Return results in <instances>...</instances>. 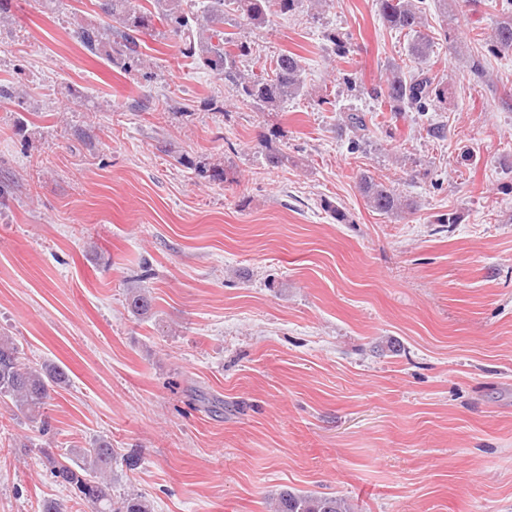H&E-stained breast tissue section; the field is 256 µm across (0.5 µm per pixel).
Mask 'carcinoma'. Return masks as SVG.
Returning <instances> with one entry per match:
<instances>
[{"mask_svg":"<svg viewBox=\"0 0 512 512\" xmlns=\"http://www.w3.org/2000/svg\"><path fill=\"white\" fill-rule=\"evenodd\" d=\"M302 0H209L203 14L193 18L183 7V0H104L102 11L112 18L107 27L82 25L77 28L79 42L92 55H105L128 69L139 64L141 35L154 28V21L164 22L171 33L180 37L197 28V39L183 42L180 54L185 59L224 77L235 85L240 98L268 111H273L290 98L305 95L304 67L301 57L293 52L279 54L269 71L245 75L237 69V58L249 53L246 37L224 31V4L251 30L267 27L272 18L296 8ZM379 15L387 28L415 36L411 55L426 61L433 51V37L423 32L427 19L414 0H376ZM492 50L497 54L512 53V16L500 21L492 36ZM371 93L401 113L424 112L445 98V90L435 82L430 70L422 69L406 78L401 66L393 67L383 83ZM347 128L352 133V146L364 138L367 124L363 116L350 113ZM359 190L368 206L387 216H399L416 209L415 201L393 186L368 174L361 176ZM127 308L135 317H144L152 309L151 298L132 291ZM68 374L60 366H34L25 362L18 345L0 336V398H8L20 410L35 418L43 413L50 390L67 384ZM83 462L70 458L48 457L51 473L59 484L71 489L86 512H151L148 499L131 494L120 502L112 498V460L114 449L108 439H99L80 451ZM274 512H353L349 502L337 496L303 494L291 488L281 489L273 503Z\"/></svg>","mask_w":512,"mask_h":512,"instance_id":"carcinoma-1","label":"carcinoma"}]
</instances>
